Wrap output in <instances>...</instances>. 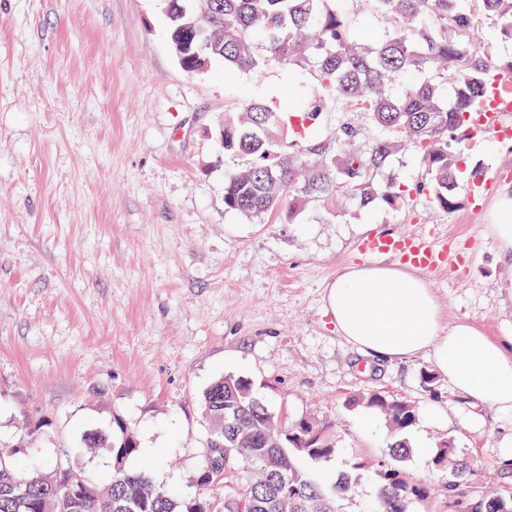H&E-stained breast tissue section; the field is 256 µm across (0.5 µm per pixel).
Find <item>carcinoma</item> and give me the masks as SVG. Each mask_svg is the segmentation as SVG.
Returning a JSON list of instances; mask_svg holds the SVG:
<instances>
[{
  "instance_id": "1",
  "label": "carcinoma",
  "mask_w": 512,
  "mask_h": 512,
  "mask_svg": "<svg viewBox=\"0 0 512 512\" xmlns=\"http://www.w3.org/2000/svg\"><path fill=\"white\" fill-rule=\"evenodd\" d=\"M180 14L168 39L186 25L199 41L186 50L182 69L192 73L214 61L234 82L270 67L288 81L293 109L277 96H238L224 108V207L249 218L284 213L290 224L330 200L349 199L362 210L402 208L418 200L451 213L458 180L477 183L483 167L469 165L468 144L497 131L476 121L483 103L499 91L496 76L512 74V0H174ZM377 20L382 37L360 38L357 22ZM409 155L418 176L409 182L386 175ZM213 423L201 466L224 459L220 482L240 484L224 496L221 512H339L359 485L351 472L324 484L305 463L331 458L332 425L304 419L283 427L253 391L233 374L202 394ZM382 413L392 437L376 462L379 512H419L428 487L402 467L408 445L397 440L414 426L418 408L403 397L372 392L353 399ZM86 448L112 456L111 469L78 473L80 485H51L53 465L18 446L0 458V512H214L209 498L189 499L153 484L146 469L127 468L137 439L120 418L112 432L91 430ZM433 463L450 468L444 488L449 512H512V499L466 489L474 463L460 458L451 438L438 443Z\"/></svg>"
}]
</instances>
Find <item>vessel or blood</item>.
Masks as SVG:
<instances>
[{
    "label": "vessel or blood",
    "instance_id": "b4317fda",
    "mask_svg": "<svg viewBox=\"0 0 512 512\" xmlns=\"http://www.w3.org/2000/svg\"><path fill=\"white\" fill-rule=\"evenodd\" d=\"M357 250L364 259L391 255L406 268L419 271H435L449 262L447 243L430 235L380 233L363 239Z\"/></svg>",
    "mask_w": 512,
    "mask_h": 512
}]
</instances>
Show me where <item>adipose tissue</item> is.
Masks as SVG:
<instances>
[{"mask_svg":"<svg viewBox=\"0 0 512 512\" xmlns=\"http://www.w3.org/2000/svg\"><path fill=\"white\" fill-rule=\"evenodd\" d=\"M328 304L341 336L377 359L429 354L435 370L473 404L512 411V345L466 323L443 331L435 297L422 278L396 267L340 274Z\"/></svg>","mask_w":512,"mask_h":512,"instance_id":"1","label":"adipose tissue"}]
</instances>
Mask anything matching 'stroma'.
<instances>
[{
	"label": "stroma",
	"instance_id": "obj_1",
	"mask_svg": "<svg viewBox=\"0 0 512 512\" xmlns=\"http://www.w3.org/2000/svg\"><path fill=\"white\" fill-rule=\"evenodd\" d=\"M167 27L159 0H0V448L48 461L73 448L71 466L103 472L110 455L79 447L119 417L148 450L135 464L192 494L210 434L201 395L231 373L284 423L332 422L336 452L316 478L381 458L382 415L352 404L376 391L420 409L404 469L432 489L425 512H447L448 471L432 455L448 437L477 465L473 489L512 497L500 448L512 412L472 406L442 377L423 386L428 356H364L327 302L336 277L362 266V239L432 233L467 258L423 276L443 329L512 336V261L486 219L512 173L480 207L464 180L454 212L413 220L348 204L296 224L225 210L224 105L283 93V74L228 84L219 62L188 74Z\"/></svg>",
	"mask_w": 512,
	"mask_h": 512
}]
</instances>
